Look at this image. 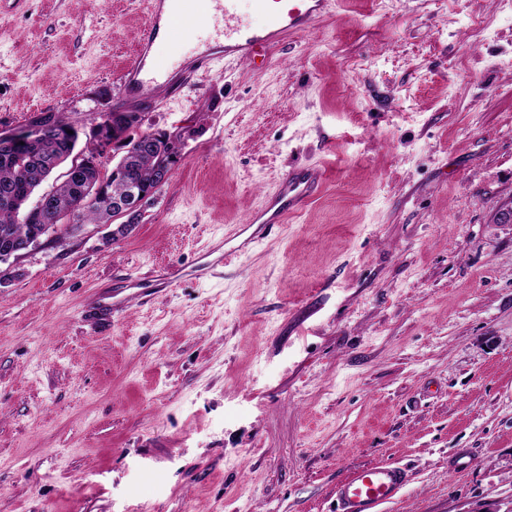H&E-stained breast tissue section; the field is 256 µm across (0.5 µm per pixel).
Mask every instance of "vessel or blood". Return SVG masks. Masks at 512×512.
Instances as JSON below:
<instances>
[{"mask_svg":"<svg viewBox=\"0 0 512 512\" xmlns=\"http://www.w3.org/2000/svg\"><path fill=\"white\" fill-rule=\"evenodd\" d=\"M240 0H153L135 54L120 83L125 100L151 103L156 91L172 87L183 66L155 57L157 42L169 34L183 32L197 39L191 58L200 68L227 59L253 60L293 34L307 31L327 12L330 0H252L255 11L264 15V26L247 22L239 12ZM221 19L218 34L202 28L201 19ZM322 174L316 168L294 169L284 175L262 209L249 218L262 224L264 233L304 206L318 191ZM408 468L378 463L353 470L336 485L335 512H379L381 505L395 500L409 484Z\"/></svg>","mask_w":512,"mask_h":512,"instance_id":"b4317fda","label":"vessel or blood"}]
</instances>
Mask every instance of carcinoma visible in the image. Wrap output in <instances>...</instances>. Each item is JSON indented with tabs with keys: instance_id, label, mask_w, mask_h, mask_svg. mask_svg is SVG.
<instances>
[{
	"instance_id": "1",
	"label": "carcinoma",
	"mask_w": 512,
	"mask_h": 512,
	"mask_svg": "<svg viewBox=\"0 0 512 512\" xmlns=\"http://www.w3.org/2000/svg\"><path fill=\"white\" fill-rule=\"evenodd\" d=\"M142 137L147 139L151 134L141 133L126 139L120 164L124 165L128 176L152 187L155 184L158 155L136 146L135 141ZM73 149L71 142L50 134L29 143L23 148L29 159L28 164H5L0 161V187L22 186L35 192L47 177L41 162L59 158ZM126 189L124 178L112 173L104 179L99 168H88L77 177L57 183L52 190L51 206L39 224L25 222L16 199L0 192V244L5 237L22 240L32 235H51L54 242L61 243L80 232L83 225L101 223L112 207V200L123 197ZM90 197L94 198V203L83 204Z\"/></svg>"
}]
</instances>
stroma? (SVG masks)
<instances>
[{
  "label": "stroma",
  "mask_w": 512,
  "mask_h": 512,
  "mask_svg": "<svg viewBox=\"0 0 512 512\" xmlns=\"http://www.w3.org/2000/svg\"><path fill=\"white\" fill-rule=\"evenodd\" d=\"M148 3L0 0V134L92 145ZM176 82L138 110L180 151L137 224L0 285V512H334L384 460L413 480L381 512H512V0H334ZM307 165L318 194L225 261Z\"/></svg>",
  "instance_id": "1"
}]
</instances>
